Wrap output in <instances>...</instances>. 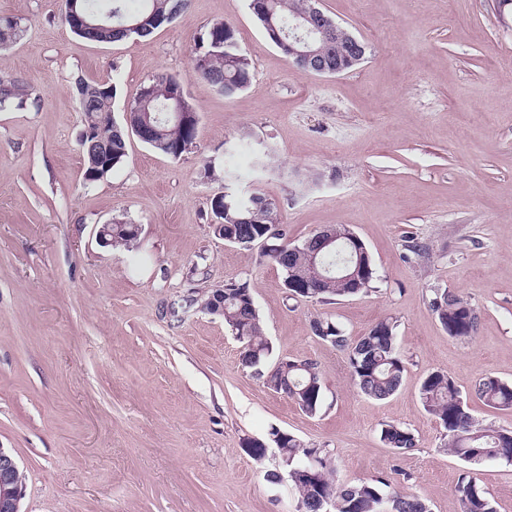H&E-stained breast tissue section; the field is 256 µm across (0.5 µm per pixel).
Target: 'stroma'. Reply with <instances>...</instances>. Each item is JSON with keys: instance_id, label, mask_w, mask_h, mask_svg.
<instances>
[{"instance_id": "stroma-1", "label": "stroma", "mask_w": 512, "mask_h": 512, "mask_svg": "<svg viewBox=\"0 0 512 512\" xmlns=\"http://www.w3.org/2000/svg\"><path fill=\"white\" fill-rule=\"evenodd\" d=\"M365 42L352 71L299 69L265 36L248 0H189L146 38L96 43L72 33L64 0H0L23 33L0 50V80L23 108L0 111V448L26 475L21 512H294L287 484L265 480L247 440L288 432L328 449L342 482L382 478L462 512L472 471L497 512H512V465L470 467L446 450L423 407L429 371L454 379L470 413L512 429V410L474 393L512 382V11L496 0H320ZM232 25L252 71L227 97L193 73L197 38ZM184 80L197 146L173 159L129 136L124 161L85 186L77 80L114 81L115 112L158 74ZM264 194L289 241L345 224L370 252L372 292L340 301L288 298L283 273L215 235L210 200ZM141 225L133 247L99 242L101 225ZM418 238L428 253L405 247ZM247 283L272 347L266 360H310L322 410L303 413L240 363L242 345L202 309L212 289ZM466 298L474 338L448 336L436 292ZM367 332L395 321L407 371L393 396L353 386L344 352L314 319ZM407 428L412 450L384 446ZM382 441L398 453H405L416 446L414 435L398 425L388 424L381 430Z\"/></svg>"}]
</instances>
